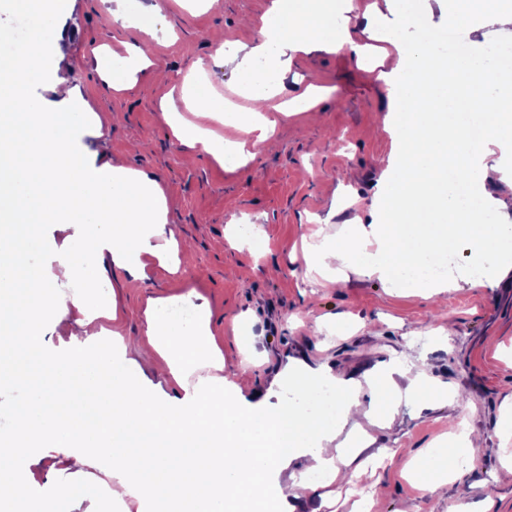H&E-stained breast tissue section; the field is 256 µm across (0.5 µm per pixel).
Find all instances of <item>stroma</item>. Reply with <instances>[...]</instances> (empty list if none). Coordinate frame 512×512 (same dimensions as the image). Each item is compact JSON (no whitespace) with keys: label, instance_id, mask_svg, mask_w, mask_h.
<instances>
[{"label":"stroma","instance_id":"35a3bbf8","mask_svg":"<svg viewBox=\"0 0 512 512\" xmlns=\"http://www.w3.org/2000/svg\"><path fill=\"white\" fill-rule=\"evenodd\" d=\"M364 2L354 0L348 12L332 10L329 29L349 24L366 44L365 26H398L392 6L364 19ZM270 5L271 0H215L210 6L204 0H141L164 38L152 47V67L122 91L100 67L104 60L125 64L123 43L132 37L113 22V0H66L62 11L45 16V26L71 33L70 79L102 118L98 125L79 121L72 148L90 161L112 156L157 179L169 223L192 243L179 254L177 274L154 265L133 288L107 256L92 270L93 284L115 300L117 328L126 337H142L147 299L168 305L190 293L195 303H208L209 330L224 354L223 375L240 384L248 402L291 361L363 383L406 360L410 376L445 385L463 400L425 402L405 395L393 426L373 417L360 427H345V438L369 435L371 452L398 450L391 465L368 468L354 485L375 500L373 512H456L462 503L471 512H512V483L503 481L501 467L512 455L501 436L512 404V274L472 286L468 242L444 246L434 233L429 247H443L450 258L452 287L440 293L423 284L398 288L350 271L338 274L330 288L306 264L310 246L342 239L350 224L379 217L373 203L392 147L382 124L392 106L388 85L375 80L350 49L314 50L294 57L285 93L314 84L321 89L319 103L279 117L274 150L244 166L219 165L170 135L160 101L193 78L199 61L212 90L222 92L224 107L237 114L256 110L255 102L238 93L242 74L231 57L253 41ZM239 224L258 227L262 249L236 245L233 230ZM35 237L46 244L35 262L45 272L59 252L81 242L71 225L44 224L35 234L17 233L16 243L24 251ZM244 360L251 365L245 379L239 376ZM454 426L481 437L473 469L439 493L416 489L407 479L413 456L447 448ZM27 466L39 491L77 490L72 512H112L105 496L110 479L75 464L62 449H39Z\"/></svg>","mask_w":512,"mask_h":512}]
</instances>
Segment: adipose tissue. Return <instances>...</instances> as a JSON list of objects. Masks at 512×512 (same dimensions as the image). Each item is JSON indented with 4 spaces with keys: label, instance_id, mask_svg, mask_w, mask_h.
Returning <instances> with one entry per match:
<instances>
[{
    "label": "adipose tissue",
    "instance_id": "1",
    "mask_svg": "<svg viewBox=\"0 0 512 512\" xmlns=\"http://www.w3.org/2000/svg\"><path fill=\"white\" fill-rule=\"evenodd\" d=\"M329 0H308L290 12L284 24H262L247 55L272 57L279 76H286L292 56L317 48L349 47L364 55L350 29L336 38L324 36L323 16ZM448 19L476 34L487 26L512 27V0H494L484 9L477 0H450ZM68 36L57 32L52 44L33 37L19 61L0 63V180L11 182L15 204L34 224H70L85 242L81 255L60 253L51 274L22 261L12 240L0 239V354L16 357L11 385L26 391L12 405L21 422L16 432L0 436V459L9 461L0 473V504L6 512H70L73 493L57 489L34 496L27 488L34 478L26 462L49 440L67 449L75 463L102 470L112 482L113 499L132 502L137 512H238L242 497L264 498L271 472H287L277 487L280 504L297 512L304 498L310 512H326L339 500L348 467L383 463L386 451L368 453L371 438L358 446L336 447L341 429L305 419L286 406L261 403L241 410L224 387V356L209 329L187 335L167 320L162 299L148 300L143 333L158 357L156 370L176 386L175 396L161 395L128 371L132 342L118 332H105L99 317L114 320L117 308L99 313L90 291L68 292L60 285L88 277L98 258L111 255L113 265L134 279L152 264L177 272L179 232L167 221V203L159 182L142 172L115 164L111 158L88 162L71 148L79 113L96 120L78 87L61 70ZM376 80L387 83L394 97L414 104L406 112H388L384 128L396 143L383 172L378 224H359L353 236L336 246L316 247L307 255L318 271L351 269L386 279L396 268L418 266L423 253L402 240L403 226L419 231L439 226L443 239L468 235L476 256L473 279L486 283L512 271L502 247L512 242V224L484 225L463 212L455 184L445 181L450 158H457L458 181L480 200H489L487 184L496 181L512 193V90L484 62L467 54L449 60L447 68L432 64L417 47L381 51ZM41 76L55 95L50 105L27 100L30 76ZM282 85L254 77L243 94L256 102L274 101L276 114L317 103L315 87L293 99H282ZM479 99L487 132L483 144L467 150L452 120L455 112ZM25 111H17L18 103ZM160 107L175 139L223 162L225 150L239 152L241 162L271 148L275 117L259 112L240 115L236 128L253 135L252 151L243 142L213 136L185 120L172 95ZM74 315L78 330L60 346L46 347L41 333L57 317ZM397 363L375 381L369 403H362L357 383L333 379L330 372L306 369L292 376L296 388L335 380L343 399L342 421L362 407L384 412L394 422L399 402L391 393L405 376ZM473 442L462 435L449 449L451 468H430L428 456H415L416 476L430 493L467 470ZM306 458L311 470L327 472L326 483L304 486L292 463Z\"/></svg>",
    "mask_w": 512,
    "mask_h": 512
}]
</instances>
